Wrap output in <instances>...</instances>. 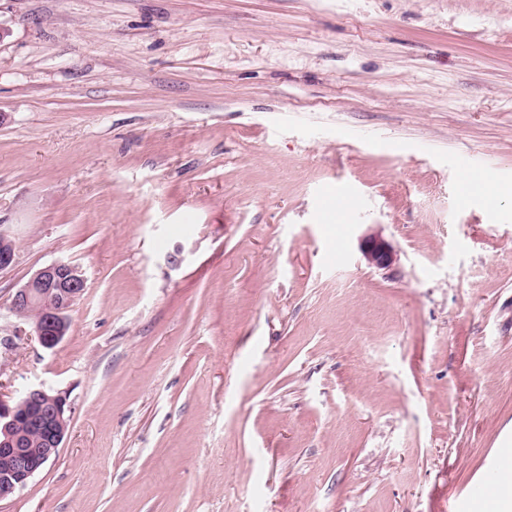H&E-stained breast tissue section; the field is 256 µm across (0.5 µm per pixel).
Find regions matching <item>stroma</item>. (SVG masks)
<instances>
[{
  "mask_svg": "<svg viewBox=\"0 0 512 512\" xmlns=\"http://www.w3.org/2000/svg\"><path fill=\"white\" fill-rule=\"evenodd\" d=\"M0 26V393L71 406L0 512H448L512 450V0ZM58 260L86 283L46 349L8 307ZM366 260L378 267H388L395 261V254L381 238L368 236L363 245Z\"/></svg>",
  "mask_w": 512,
  "mask_h": 512,
  "instance_id": "35a3bbf8",
  "label": "stroma"
}]
</instances>
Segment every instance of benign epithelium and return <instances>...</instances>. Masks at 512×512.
<instances>
[{"mask_svg":"<svg viewBox=\"0 0 512 512\" xmlns=\"http://www.w3.org/2000/svg\"><path fill=\"white\" fill-rule=\"evenodd\" d=\"M363 253L366 260L378 267H388L395 254L381 238L365 239ZM14 243L6 234L0 235V271L15 262ZM85 288V279L78 268L67 261H55L39 269L11 296L9 312L15 318L30 324L32 333L46 349L63 342L69 329L68 312ZM34 402L47 411L43 426V446L20 448L15 433L20 403ZM70 406L67 396L49 394L42 387H33L18 401L0 393V500L22 490L50 457H57L67 432Z\"/></svg>","mask_w":512,"mask_h":512,"instance_id":"benign-epithelium-1","label":"benign epithelium"}]
</instances>
